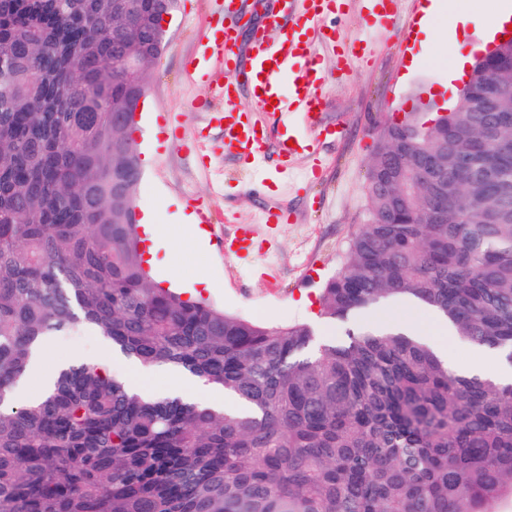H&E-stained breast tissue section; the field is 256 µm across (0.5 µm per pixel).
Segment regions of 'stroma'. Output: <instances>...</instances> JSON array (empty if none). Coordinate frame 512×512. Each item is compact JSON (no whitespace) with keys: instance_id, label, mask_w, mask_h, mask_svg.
<instances>
[{"instance_id":"1","label":"stroma","mask_w":512,"mask_h":512,"mask_svg":"<svg viewBox=\"0 0 512 512\" xmlns=\"http://www.w3.org/2000/svg\"><path fill=\"white\" fill-rule=\"evenodd\" d=\"M218 0H178L163 55L154 66L139 121L138 151L145 163L136 206L161 224L204 207L216 232L254 230L255 248L246 255L216 248L204 251L160 242L152 274L173 285V271L207 272L216 286L207 299L226 312L275 322H310L319 335L340 333L313 314L319 289L339 266L351 235L371 216L365 196L370 158L382 127L406 112H433L458 97L459 81L448 74L445 45L432 41L397 47L412 14L411 0H394V27L368 17L362 0H345L325 27L335 33V49H321L326 80L322 117L339 125L341 136L315 146L268 186L255 180L249 160L223 154V133L210 125L209 112L221 108L217 90L224 81L214 67L210 82L188 78L184 62L209 32ZM277 203L290 223L266 226L263 210ZM103 355L101 336L83 330L53 337L43 372L69 361L74 352Z\"/></svg>"}]
</instances>
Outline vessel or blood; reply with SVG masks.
Wrapping results in <instances>:
<instances>
[{"label": "vessel or blood", "mask_w": 512, "mask_h": 512, "mask_svg": "<svg viewBox=\"0 0 512 512\" xmlns=\"http://www.w3.org/2000/svg\"><path fill=\"white\" fill-rule=\"evenodd\" d=\"M265 15V27L279 33L277 41L254 39L248 65L238 63L236 31L232 19L235 0H226L223 13L210 22V34L186 69L199 80L209 77V63L223 62L224 109L216 121L224 128V148L252 161L266 157L267 120L279 124L280 170H287L301 152L314 148L315 139L338 136L339 126L323 122L320 90L324 71L314 48L312 34L319 22L334 12L336 0H275ZM247 87L248 103L238 99Z\"/></svg>", "instance_id": "vessel-or-blood-1"}]
</instances>
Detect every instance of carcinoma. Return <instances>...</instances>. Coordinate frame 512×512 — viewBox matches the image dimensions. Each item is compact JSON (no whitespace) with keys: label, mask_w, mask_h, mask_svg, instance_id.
Returning <instances> with one entry per match:
<instances>
[{"label":"carcinoma","mask_w":512,"mask_h":512,"mask_svg":"<svg viewBox=\"0 0 512 512\" xmlns=\"http://www.w3.org/2000/svg\"><path fill=\"white\" fill-rule=\"evenodd\" d=\"M0 0V512H494L512 500V383L441 360L382 322L318 337L185 300L145 268L133 134L112 125L158 52L153 0ZM512 104V69L495 74ZM448 129L389 120L365 192L370 223L320 290L319 317L428 310L512 364V124L459 97ZM434 157L408 188L398 169ZM448 183V208L435 201ZM90 328L122 355L235 396L243 412L143 397L58 366L16 404L34 350Z\"/></svg>","instance_id":"1"}]
</instances>
